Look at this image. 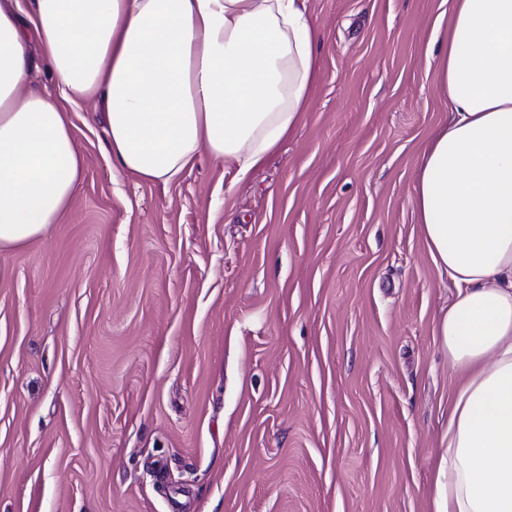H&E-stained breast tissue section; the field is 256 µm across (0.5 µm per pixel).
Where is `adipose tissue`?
I'll return each mask as SVG.
<instances>
[{"instance_id":"obj_1","label":"adipose tissue","mask_w":512,"mask_h":512,"mask_svg":"<svg viewBox=\"0 0 512 512\" xmlns=\"http://www.w3.org/2000/svg\"><path fill=\"white\" fill-rule=\"evenodd\" d=\"M308 0H0V251L45 237L83 176L72 112L100 99L112 170L169 184L206 152L260 167L318 79ZM413 204L457 296L435 325L465 377L436 512H512V0H448ZM38 47L54 91L31 89Z\"/></svg>"}]
</instances>
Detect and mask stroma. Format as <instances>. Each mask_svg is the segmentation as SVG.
<instances>
[{"mask_svg":"<svg viewBox=\"0 0 512 512\" xmlns=\"http://www.w3.org/2000/svg\"><path fill=\"white\" fill-rule=\"evenodd\" d=\"M303 123L237 176H113L0 252V512H435L456 295L417 224L443 0H309Z\"/></svg>","mask_w":512,"mask_h":512,"instance_id":"35a3bbf8","label":"stroma"}]
</instances>
